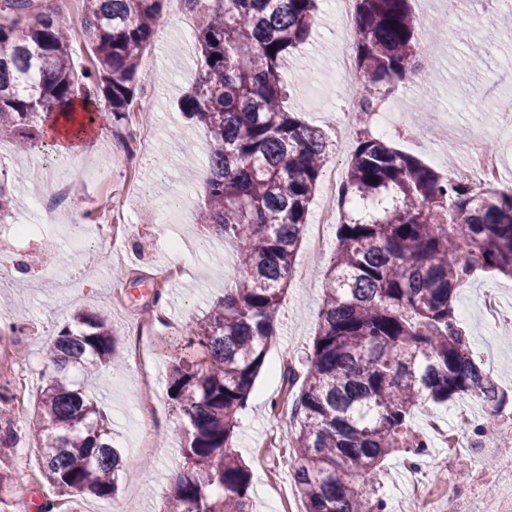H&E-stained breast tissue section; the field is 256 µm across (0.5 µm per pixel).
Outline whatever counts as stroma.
<instances>
[{"label": "stroma", "instance_id": "1", "mask_svg": "<svg viewBox=\"0 0 512 512\" xmlns=\"http://www.w3.org/2000/svg\"><path fill=\"white\" fill-rule=\"evenodd\" d=\"M428 15L447 18V32L436 42L444 46L445 62L433 63L422 80L408 79L392 93V101L405 111L404 128H411L409 109L413 101L431 100L439 111L450 113L452 123L446 137L405 139L391 134L400 150L417 156L439 172L461 170V145L475 132L484 133L490 151L504 159L503 182L512 183V137L498 133L496 104L512 102V25L500 11L489 8L479 19L465 14L449 15L442 0H430ZM498 31L495 45L486 52H475L474 45L483 27ZM351 27L341 26L333 0H321L319 16L310 40L290 54L283 67L290 79L286 100L289 111L298 113L309 125L319 127L335 140L326 171L345 169L357 139V126H350L349 136L340 133L338 108L344 95L336 83V62L340 48L351 45ZM429 37H421L423 47H430ZM194 24L180 7L169 0L157 23L154 42L142 58L145 71L158 77L148 86L145 97L154 106L143 113L140 124L146 129L144 142L124 143L110 119H103L82 151L71 156L58 153L49 137H41L32 152L8 151L0 162V172L24 171L21 182H9L13 197L11 224H38L35 235L27 239H0V254L13 258L39 256L40 262L30 272L41 286L37 291L19 288L0 294V323L16 324V331L0 337V372L15 365L35 368L33 390L52 373L41 358L42 350L57 332L72 322L83 310L107 316L116 336L124 362L121 376L103 375L89 390L112 421V438L124 456L121 488L117 507L124 512H158L178 470L175 436L180 422L167 395L170 364L183 357L189 341L184 329L221 298L225 288L239 277L236 252L231 245L208 235L201 226L205 199L207 167L205 159L186 166L188 146L203 148L202 129L187 123L179 114L177 101L193 83L197 53ZM80 185L81 202L56 203L50 192L52 182ZM111 188L118 203V223L136 226V235L127 237L121 257L101 260L97 249L79 253L62 245L67 225L84 221V213L93 208L102 188ZM43 198L40 214H33L31 202ZM172 212L171 223L154 221L159 211ZM182 237L188 244L179 253L169 252L165 241ZM336 247V232L328 230L325 252L311 261L304 282L289 288L276 323V336L270 345L266 365L261 370L246 409L237 416L232 443L235 454L249 464L252 472L249 495L253 512H271L282 494L292 493V486L268 483L265 467L285 472L289 469L287 447H268L272 402L292 401L296 390L287 382V368L302 370L316 330L321 303L322 283L328 255ZM167 265L179 267L180 277L172 284L157 286V276ZM122 270L123 286L117 302L104 300L102 288L111 284L115 270ZM498 295L504 306H512V279L500 274L478 273L460 287L455 302L456 313L471 350L481 352L482 367L489 371L502 389L512 394V330L485 322L480 308L486 292ZM165 301L168 319L157 324L146 341V357L155 368V387L159 398V416L143 420L136 407L140 370L131 353L129 322L141 314L156 310ZM29 440H21L11 461L14 471L25 481L0 493V512H18L21 500L43 498L40 479L33 473L40 464L39 452L29 449ZM441 448L430 447L422 461L436 495L444 496L466 483V470L475 464H490L487 448H463L457 455L456 475H446L439 465ZM405 453H392L381 475L383 490L391 512H401L400 503L410 489L411 476L404 467Z\"/></svg>", "mask_w": 512, "mask_h": 512}]
</instances>
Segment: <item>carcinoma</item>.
<instances>
[{"label":"carcinoma","instance_id":"carcinoma-1","mask_svg":"<svg viewBox=\"0 0 512 512\" xmlns=\"http://www.w3.org/2000/svg\"><path fill=\"white\" fill-rule=\"evenodd\" d=\"M167 0H79L93 67H75L73 31L47 0H0V140L36 146L48 108L106 104L112 126L152 76L141 59ZM194 17L197 74L178 102L206 133L203 227L234 242L240 279L186 326L199 363L173 362L167 393L181 426L182 470L160 512H252L251 473L232 451L236 416L265 365L280 305L332 151L327 133L284 109L285 58L312 34L318 0H180ZM358 119L374 94L429 71L410 0H355ZM274 45L276 49L269 50ZM347 208L328 260L318 328L292 403L291 479L304 512H389L379 474L403 447L417 409L471 397L498 414L509 394L469 357L454 301L472 266L512 278V188L470 192L367 131L345 174ZM53 366L27 435L42 451L44 483L71 506L118 493L120 453L107 414L77 373L123 369L107 318L82 312L46 350ZM14 395L0 384V487L20 435Z\"/></svg>","mask_w":512,"mask_h":512}]
</instances>
